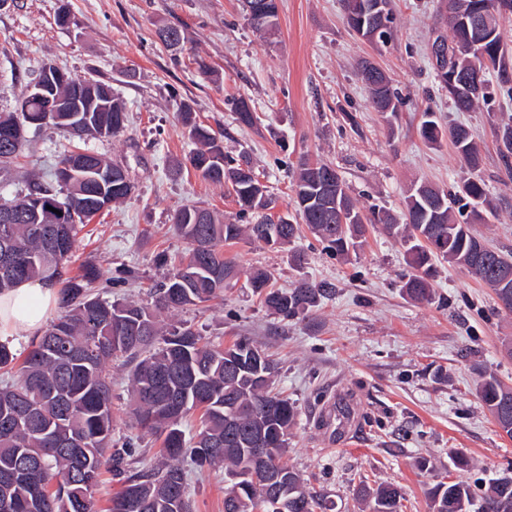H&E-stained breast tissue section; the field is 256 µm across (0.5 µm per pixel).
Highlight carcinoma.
Instances as JSON below:
<instances>
[{
	"mask_svg": "<svg viewBox=\"0 0 512 512\" xmlns=\"http://www.w3.org/2000/svg\"><path fill=\"white\" fill-rule=\"evenodd\" d=\"M369 0H343L348 27L357 32L361 24L376 18L364 9ZM496 9L485 31L488 58L480 64V91L467 87L470 63L453 56V44L467 36L477 6ZM261 15L247 14L258 31L276 26L278 0H265ZM457 21L448 26L450 37L436 38L448 54V72L457 73V83L440 81L460 112L473 110L488 94L487 75L507 72L509 50L503 42L500 20L512 16V0H456ZM372 84L386 81L384 99L396 114L403 100L384 73L362 71ZM30 118L34 129L54 127L70 135L114 137L124 130L127 114L123 101L112 96L104 112H55L50 120L42 102L22 97L15 112L0 113V167L13 164L22 152L19 146L4 148L17 138V119ZM179 120L197 148L189 161L200 176L231 189L239 214L245 216L275 208V200L249 162L224 155L223 135L200 124L193 107L184 103ZM421 137L438 144L449 139L464 162L465 176L458 190L449 193L427 183L413 185L406 198L403 219L389 213L377 215L390 235L407 245L412 268L404 284L411 298H430L434 264L442 259L464 267L477 281L492 288L503 309L512 312V255L487 251L473 224L483 213L496 215L479 175L480 152L469 129L444 125L434 112L422 113ZM498 150L506 169L512 170V123L498 130ZM95 166L112 171V180L92 179L82 171L62 181L33 179L24 198L54 199L67 190L66 218L46 207L37 212L22 210L11 224L0 223V255L8 253L11 266L0 271L6 282L0 291L26 280L64 282L60 290L62 314L32 342L23 359L0 343V371L17 373V379L0 381V512H96L95 492L102 471L121 484L112 496L108 512H193L185 459L199 468H222L231 483L224 491V512H331L327 496L307 489L304 479L283 461L288 434L297 409L275 391L277 364L247 338L222 347L206 341L187 326L163 329L159 315L218 298L224 281L236 276V267L224 262V245L244 239L268 243L278 238V247L298 238L299 225L282 218L264 217L253 224L226 223L212 211L199 208L177 210L172 221L188 241L181 263L172 268L151 291V303L141 305L115 300L106 302L92 293L101 272L92 263L80 274L65 276L66 263L84 224L101 205L116 204L130 195L133 184L128 172L96 155ZM333 170L326 163L300 164L293 182L296 213L326 248L349 257L365 241L364 216L345 185L325 191V176ZM344 212L347 223L336 221ZM248 282L264 304L284 320L304 318L312 308L330 298L335 289L307 278L291 288L268 287L262 270ZM125 357L134 362L130 393L136 428L160 441L161 459L132 471L136 453L134 439H112V360ZM479 396L500 424H512V387L496 377L483 380ZM199 414L197 430L186 437L184 424ZM264 434L269 453L262 466L255 465L253 436ZM359 494L369 501L371 512H401L402 495L390 484L375 488L360 483ZM432 512H512V478L498 479L480 500L462 481H439L429 491Z\"/></svg>",
	"mask_w": 512,
	"mask_h": 512,
	"instance_id": "cac0c4a2",
	"label": "carcinoma"
}]
</instances>
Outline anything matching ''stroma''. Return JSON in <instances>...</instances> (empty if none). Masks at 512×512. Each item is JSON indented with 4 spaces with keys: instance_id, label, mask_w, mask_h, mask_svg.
<instances>
[{
    "instance_id": "stroma-1",
    "label": "stroma",
    "mask_w": 512,
    "mask_h": 512,
    "mask_svg": "<svg viewBox=\"0 0 512 512\" xmlns=\"http://www.w3.org/2000/svg\"><path fill=\"white\" fill-rule=\"evenodd\" d=\"M67 10L73 23L59 26ZM394 36L373 45L344 21L341 0H280L276 29L255 31L243 0H0V112L14 111L41 66L50 62L83 78L111 85L129 122L118 136L85 140V147L121 163L134 185L121 203L85 224L70 269L96 264L104 277L134 271V280L101 290L109 300L145 302L153 281L177 263L186 240L171 216L196 206L236 221L226 187L203 180L190 167L194 142L178 120L190 103L199 122L222 132L224 151L246 155L277 200L274 216H295L292 175L301 160L332 163L363 212H400L411 182L424 180L456 191L463 163L451 142L432 145L419 134L421 114L467 126L481 149L480 174L498 218L477 225L478 236L512 252V173L496 144L502 120L512 118V80L493 81L490 97L471 112L452 107L429 55L445 32L442 0H394ZM181 29L179 49L166 48L156 31ZM372 58L392 79L404 105L397 117L375 112L358 74ZM207 71H200L199 62ZM246 100L256 116L239 125ZM76 138L53 129L30 134L22 156L0 171V196L24 191L30 174L49 171ZM301 246L308 260L294 267L284 248L240 242L225 258L242 272L260 267L276 287L300 278L329 281L333 299L307 317L284 321L243 285L223 298L162 313L169 324L187 323L213 343L246 336L275 359V387L298 409L284 459L325 494L335 512H370L356 499L360 478L388 482L404 495L403 512H431L429 489L448 478L467 483L512 476V438L503 434L478 394L483 376L512 386V314L494 292L456 265L437 264L430 301L410 299L405 249L382 225L367 227L363 249L343 262L328 255L309 231ZM130 363H112V425L132 434ZM348 401L344 434L323 415ZM456 451L471 467L455 469ZM194 512H224V472L189 468Z\"/></svg>"
}]
</instances>
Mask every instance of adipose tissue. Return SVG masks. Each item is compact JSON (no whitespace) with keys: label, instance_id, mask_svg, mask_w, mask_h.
Returning <instances> with one entry per match:
<instances>
[{"label":"adipose tissue","instance_id":"obj_1","mask_svg":"<svg viewBox=\"0 0 512 512\" xmlns=\"http://www.w3.org/2000/svg\"><path fill=\"white\" fill-rule=\"evenodd\" d=\"M58 304V291L48 282L24 281L0 293V337L18 332L40 335Z\"/></svg>","mask_w":512,"mask_h":512}]
</instances>
